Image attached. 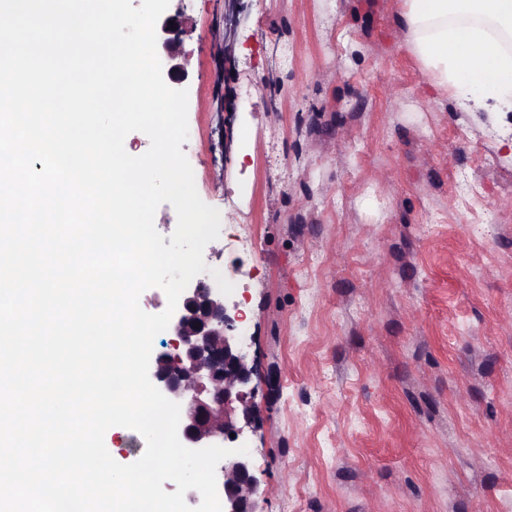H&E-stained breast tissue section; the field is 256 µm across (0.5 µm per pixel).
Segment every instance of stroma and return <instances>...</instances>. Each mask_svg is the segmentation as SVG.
<instances>
[{
    "mask_svg": "<svg viewBox=\"0 0 512 512\" xmlns=\"http://www.w3.org/2000/svg\"><path fill=\"white\" fill-rule=\"evenodd\" d=\"M404 0H170L204 250L245 300L266 512H512V112ZM252 225L247 248L238 226Z\"/></svg>",
    "mask_w": 512,
    "mask_h": 512,
    "instance_id": "obj_1",
    "label": "stroma"
}]
</instances>
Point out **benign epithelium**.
Wrapping results in <instances>:
<instances>
[{"mask_svg": "<svg viewBox=\"0 0 512 512\" xmlns=\"http://www.w3.org/2000/svg\"><path fill=\"white\" fill-rule=\"evenodd\" d=\"M168 73L187 71L178 30L168 20L157 27ZM239 304L229 305L217 282L197 275L182 293L167 328L170 342L152 360L155 386L181 407L179 438L191 448H236L256 428L259 414L252 385L257 371L252 340L243 336ZM223 512H265L260 479L250 459L230 455L216 468Z\"/></svg>", "mask_w": 512, "mask_h": 512, "instance_id": "benign-epithelium-1", "label": "benign epithelium"}]
</instances>
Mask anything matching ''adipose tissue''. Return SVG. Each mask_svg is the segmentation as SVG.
Returning <instances> with one entry per match:
<instances>
[{
  "label": "adipose tissue",
  "instance_id": "ef3b65f1",
  "mask_svg": "<svg viewBox=\"0 0 512 512\" xmlns=\"http://www.w3.org/2000/svg\"><path fill=\"white\" fill-rule=\"evenodd\" d=\"M403 19L437 86L474 109L512 112V0H405Z\"/></svg>",
  "mask_w": 512,
  "mask_h": 512
}]
</instances>
